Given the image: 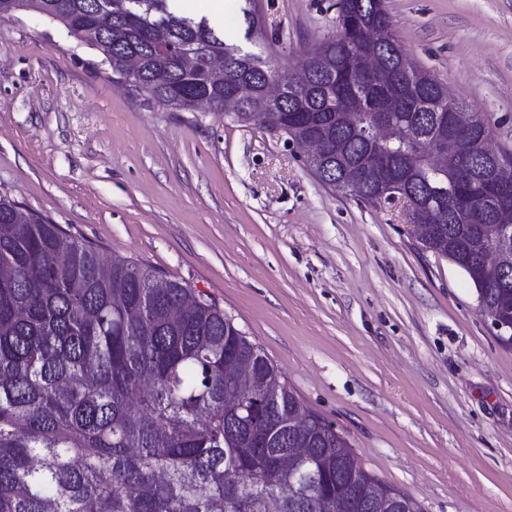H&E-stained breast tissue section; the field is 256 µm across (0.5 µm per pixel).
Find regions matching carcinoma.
<instances>
[{"label":"carcinoma","mask_w":512,"mask_h":512,"mask_svg":"<svg viewBox=\"0 0 512 512\" xmlns=\"http://www.w3.org/2000/svg\"><path fill=\"white\" fill-rule=\"evenodd\" d=\"M0 0V18L35 15L97 52L98 65L134 73L135 95L171 112L207 104L224 90L241 107L226 114L288 140L319 134L326 165L307 160L325 187L367 161L360 198L378 205L399 193L433 208L435 233L421 248L458 266L478 301L512 319V264L493 258L501 225L474 191L461 197L459 161L436 163L448 109L463 111L418 69L397 82L398 39L385 0H337L339 28L360 15L369 33L317 41L281 75L272 101L262 88L267 58L224 40V29L180 14L176 0ZM246 39H264L245 0ZM224 59L213 73L209 60ZM381 70L367 77L364 59ZM347 77L326 85L339 69ZM387 111L389 137L362 130ZM491 119L473 113L469 170L489 150ZM485 213L466 221L462 204ZM294 448H305L298 457ZM0 512H420L354 458L335 425L303 407L282 373L234 322L188 284L123 257L102 258L56 224L0 196Z\"/></svg>","instance_id":"cac0c4a2"}]
</instances>
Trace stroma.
Instances as JSON below:
<instances>
[{
    "label": "stroma",
    "mask_w": 512,
    "mask_h": 512,
    "mask_svg": "<svg viewBox=\"0 0 512 512\" xmlns=\"http://www.w3.org/2000/svg\"><path fill=\"white\" fill-rule=\"evenodd\" d=\"M243 0L286 72L336 0ZM412 60L512 148V0H386ZM50 21L0 18V194L207 293L359 464L422 512H512V346L402 206L334 192L284 136L146 104Z\"/></svg>",
    "instance_id": "obj_1"
}]
</instances>
